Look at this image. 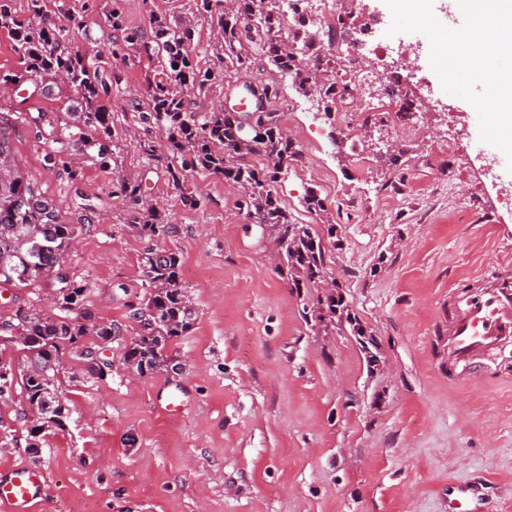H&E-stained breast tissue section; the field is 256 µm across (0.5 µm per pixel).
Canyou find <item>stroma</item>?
<instances>
[{"label": "stroma", "instance_id": "1", "mask_svg": "<svg viewBox=\"0 0 512 512\" xmlns=\"http://www.w3.org/2000/svg\"><path fill=\"white\" fill-rule=\"evenodd\" d=\"M81 3L69 2L87 32L79 47L121 75L104 100L116 169L74 149L67 166H46L45 128L21 119L11 139L22 170L78 228L68 263L92 285L84 312L120 335L84 340L109 361L105 378H90L79 350L63 355L57 385L70 413L43 430L38 450L29 446L34 415L21 385L0 396V471L47 470L49 495L37 512H448L461 484L480 486L481 512H512V366L474 385L457 377L447 349L450 292L492 273L512 281V172L498 148L480 141L474 107L443 94L428 38L405 34L401 43L420 56L412 83L425 98H442L467 130L451 153L439 150L450 134L442 115L419 116L422 134L402 136L389 119L393 103L329 121L287 81L274 103L301 152L275 190L296 223L319 231L335 224L329 274L379 343L371 369L354 337L307 322L318 288L290 287L266 228L237 209V187L196 173L172 185L163 162L169 134L140 118L156 69L144 57L113 60L107 0L87 12ZM186 3L121 0L120 9L128 26L143 29L154 12L185 16L195 47L207 50L210 27ZM62 106L30 82L0 97V110L40 111L55 126L65 122ZM369 120L403 148L399 171L357 149ZM121 174L138 177L146 198L173 216L168 236L136 232L133 205L116 185ZM310 190L326 213L304 207ZM79 195L91 209L75 208ZM461 206L465 224L455 220ZM161 249L181 255L197 319L170 345L179 370L139 378L122 349L141 330L132 314L148 292L142 266ZM20 311L57 309L43 287L0 290V327ZM174 389L187 405L172 416L156 398Z\"/></svg>", "mask_w": 512, "mask_h": 512}]
</instances>
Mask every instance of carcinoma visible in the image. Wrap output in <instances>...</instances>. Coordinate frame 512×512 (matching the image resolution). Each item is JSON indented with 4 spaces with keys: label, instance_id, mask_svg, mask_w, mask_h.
I'll list each match as a JSON object with an SVG mask.
<instances>
[{
    "label": "carcinoma",
    "instance_id": "1",
    "mask_svg": "<svg viewBox=\"0 0 512 512\" xmlns=\"http://www.w3.org/2000/svg\"><path fill=\"white\" fill-rule=\"evenodd\" d=\"M0 0V28L12 38V48L21 68L0 72V86L17 84L37 77L41 92L69 96L67 112L73 123L59 129L52 127L57 153H48L45 161L56 165L76 146L94 164L108 165L112 119L101 100L112 84L120 80L118 72L107 74L97 62L87 59L77 46L79 28L70 10L61 4L57 12L68 23L48 14L45 0H30V16L19 19ZM196 12L205 16L211 30L212 53L224 61V73L246 70L261 56L272 69L285 75L299 95L313 99L323 107L330 120L342 97L344 87L336 79L330 61L337 58L336 39L346 41L347 21L340 17V30L325 28L312 19L296 25L283 48L276 34L287 23L280 0H189ZM111 27L112 57L129 54L147 57L156 64L159 78L149 84L146 110L141 120L165 128L170 136L172 156L166 168L174 186L179 187L191 172L220 175L241 192L239 209L254 223L269 230L276 253L295 288L318 285L326 277V247L321 236L306 224L294 222L277 195L274 183L283 165L298 160L299 149L288 138L276 111L266 108L248 112L246 118L260 129L249 136L236 115L220 107L200 112L190 95H204L214 78L193 46L187 22L165 15L151 14L150 31L124 25L119 9L106 13ZM12 125L0 113V164L7 169L0 175V286L25 288L37 283L49 288L66 289L59 314L50 317L31 312L10 325L8 331L20 330L24 341L0 347V363L19 373L0 375V395L20 379L29 408L41 423L29 429L37 438L42 425L52 422L63 426L69 414L65 401L57 395V374L61 356L86 336L103 341L119 335L111 323L80 322L71 317L84 304L89 287L74 279L67 264L76 225L66 224L49 201L42 196L34 179L14 161L9 129ZM118 188L136 206L133 220L141 235L153 240L170 232L168 215L156 204L143 199L141 184L121 175ZM46 250L34 252V244ZM181 257L171 251L150 252L142 277L150 286L144 307L133 314L142 332L123 347V361L141 376L148 377L175 368L169 344L184 335L196 320V310L182 287L179 273ZM312 313L323 330L355 337L373 367L378 361L375 337L367 332L345 301L340 289L316 298Z\"/></svg>",
    "mask_w": 512,
    "mask_h": 512
}]
</instances>
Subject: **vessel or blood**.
<instances>
[{"label": "vessel or blood", "instance_id": "obj_1", "mask_svg": "<svg viewBox=\"0 0 512 512\" xmlns=\"http://www.w3.org/2000/svg\"><path fill=\"white\" fill-rule=\"evenodd\" d=\"M448 353L461 373L480 381L482 371L512 364V288L497 275L480 287L455 292L448 302ZM48 486L39 465L11 468L0 480L8 512H33Z\"/></svg>", "mask_w": 512, "mask_h": 512}]
</instances>
